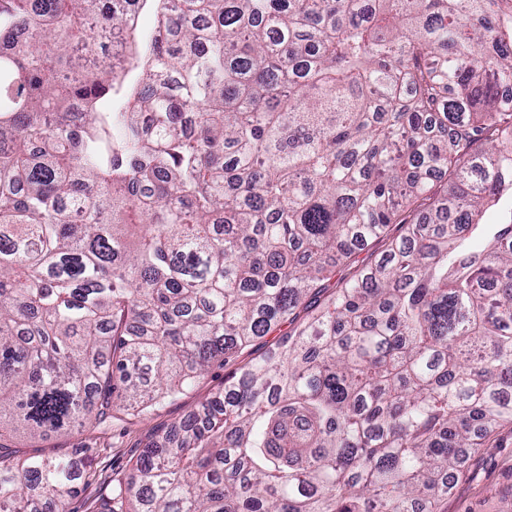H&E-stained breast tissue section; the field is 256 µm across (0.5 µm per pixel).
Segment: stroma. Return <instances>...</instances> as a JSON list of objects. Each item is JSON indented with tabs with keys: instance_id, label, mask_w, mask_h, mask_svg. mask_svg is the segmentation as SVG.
<instances>
[{
	"instance_id": "35a3bbf8",
	"label": "stroma",
	"mask_w": 512,
	"mask_h": 512,
	"mask_svg": "<svg viewBox=\"0 0 512 512\" xmlns=\"http://www.w3.org/2000/svg\"><path fill=\"white\" fill-rule=\"evenodd\" d=\"M224 381V371L215 367L187 394L146 419L113 421L106 432L94 430L70 436L29 442L15 437L0 439V446L23 454L37 451L78 457L91 474L84 490L70 504V512H92L117 480L135 463L139 452L155 437L182 419L205 395ZM443 512H512V424L499 428L494 445L464 455L462 474L441 505Z\"/></svg>"
}]
</instances>
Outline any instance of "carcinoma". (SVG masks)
I'll use <instances>...</instances> for the list:
<instances>
[{
  "label": "carcinoma",
  "mask_w": 512,
  "mask_h": 512,
  "mask_svg": "<svg viewBox=\"0 0 512 512\" xmlns=\"http://www.w3.org/2000/svg\"><path fill=\"white\" fill-rule=\"evenodd\" d=\"M147 2L0 0V437L144 416L287 325L96 512H440L512 423V210L466 245L512 200V0ZM88 475L0 446V512ZM387 239H380L367 243L365 247H362L356 255V263L350 267L338 266L336 267V274L332 277L329 282L328 288H341L346 278H350L357 268L362 267L374 261L379 255L385 250L387 246Z\"/></svg>",
  "instance_id": "carcinoma-1"
}]
</instances>
